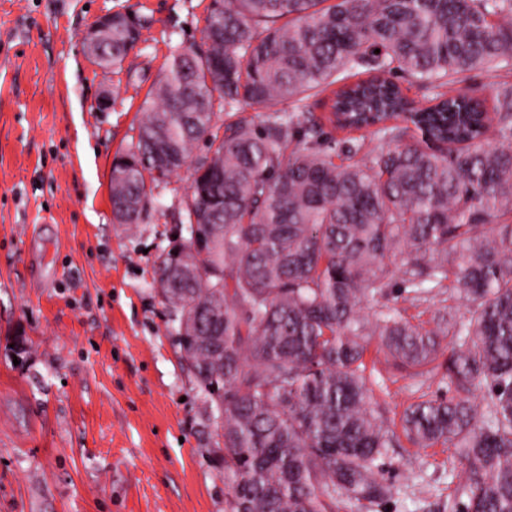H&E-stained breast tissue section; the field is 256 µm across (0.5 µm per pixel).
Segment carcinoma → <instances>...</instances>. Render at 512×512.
<instances>
[{
    "label": "carcinoma",
    "instance_id": "cac0c4a2",
    "mask_svg": "<svg viewBox=\"0 0 512 512\" xmlns=\"http://www.w3.org/2000/svg\"><path fill=\"white\" fill-rule=\"evenodd\" d=\"M113 17L101 65L119 68L144 24ZM207 39L204 55H172L113 160L112 215L139 223L144 173L158 182L194 162L189 236L162 248L156 283L210 409L224 512L383 500L378 461L402 435L456 449L448 512H512V80L493 83L489 111L453 88L512 71V0H226ZM322 95L327 120L371 129L373 147L334 161L309 105ZM251 105L266 109L260 124L207 138L213 108ZM179 265L195 277H172ZM396 288L413 305L455 293L466 315L426 330L390 304ZM374 337L416 377L448 352L441 382L458 396L411 404L397 434L366 376Z\"/></svg>",
    "mask_w": 512,
    "mask_h": 512
}]
</instances>
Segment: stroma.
<instances>
[{"label": "stroma", "mask_w": 512, "mask_h": 512, "mask_svg": "<svg viewBox=\"0 0 512 512\" xmlns=\"http://www.w3.org/2000/svg\"><path fill=\"white\" fill-rule=\"evenodd\" d=\"M212 0H0V512H224L198 389L156 293L189 171L117 224L111 168L171 55L203 42ZM145 25L121 68L84 54L98 17ZM389 419L421 397L377 346ZM454 451L409 441L382 460L393 495L354 512H443Z\"/></svg>", "instance_id": "1"}]
</instances>
